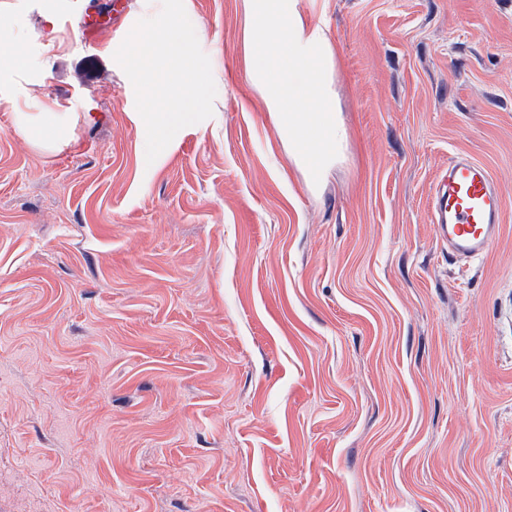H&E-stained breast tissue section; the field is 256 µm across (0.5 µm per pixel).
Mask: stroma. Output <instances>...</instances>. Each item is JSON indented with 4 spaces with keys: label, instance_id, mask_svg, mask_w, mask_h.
<instances>
[{
    "label": "stroma",
    "instance_id": "obj_1",
    "mask_svg": "<svg viewBox=\"0 0 512 512\" xmlns=\"http://www.w3.org/2000/svg\"><path fill=\"white\" fill-rule=\"evenodd\" d=\"M110 5L0 0V512H512V0H302L348 131L316 185L243 0H189L208 104L161 157L81 32ZM457 151L504 197L477 260L429 218Z\"/></svg>",
    "mask_w": 512,
    "mask_h": 512
}]
</instances>
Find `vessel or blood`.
<instances>
[{
    "instance_id": "obj_1",
    "label": "vessel or blood",
    "mask_w": 512,
    "mask_h": 512,
    "mask_svg": "<svg viewBox=\"0 0 512 512\" xmlns=\"http://www.w3.org/2000/svg\"><path fill=\"white\" fill-rule=\"evenodd\" d=\"M430 208L437 237L462 260L485 256L501 230L502 193L489 169L464 152L438 171Z\"/></svg>"
}]
</instances>
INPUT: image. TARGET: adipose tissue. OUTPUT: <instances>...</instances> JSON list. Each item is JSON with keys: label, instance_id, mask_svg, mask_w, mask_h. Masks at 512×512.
I'll return each mask as SVG.
<instances>
[{"label": "adipose tissue", "instance_id": "ef3b65f1", "mask_svg": "<svg viewBox=\"0 0 512 512\" xmlns=\"http://www.w3.org/2000/svg\"><path fill=\"white\" fill-rule=\"evenodd\" d=\"M242 59L246 76L274 114L280 136L295 149L310 179L340 160L347 135L336 117L332 73L336 46L320 24L304 15L300 0H243ZM126 61L144 94L138 126L163 150L191 126L206 103L209 82L196 51V31L183 10L162 21L146 19Z\"/></svg>", "mask_w": 512, "mask_h": 512}]
</instances>
